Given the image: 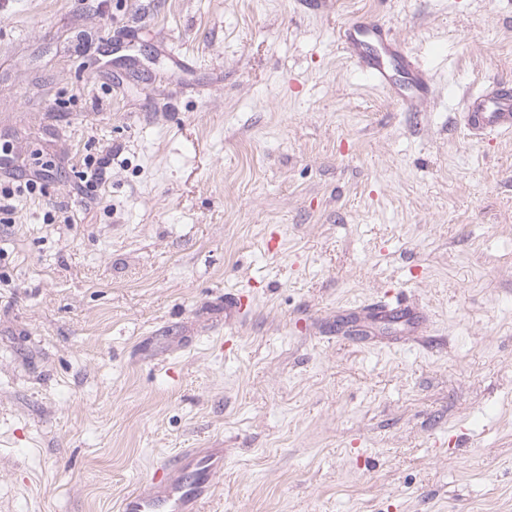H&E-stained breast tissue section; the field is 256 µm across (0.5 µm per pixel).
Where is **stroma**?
Returning a JSON list of instances; mask_svg holds the SVG:
<instances>
[{
    "label": "stroma",
    "mask_w": 512,
    "mask_h": 512,
    "mask_svg": "<svg viewBox=\"0 0 512 512\" xmlns=\"http://www.w3.org/2000/svg\"><path fill=\"white\" fill-rule=\"evenodd\" d=\"M360 15L422 111L338 48ZM498 80L512 0H0L4 173L42 174L0 210V512L215 446L205 512H512V132L460 118ZM387 292L446 347L337 334ZM340 47L352 63L379 88L389 92L404 112H419L429 94L428 74L413 62L403 44L383 23L361 15L339 31ZM397 73L404 80L397 78Z\"/></svg>",
    "instance_id": "35a3bbf8"
}]
</instances>
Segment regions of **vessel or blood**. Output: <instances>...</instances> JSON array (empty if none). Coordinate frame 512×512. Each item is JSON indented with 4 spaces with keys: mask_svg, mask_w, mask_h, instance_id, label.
Wrapping results in <instances>:
<instances>
[{
    "mask_svg": "<svg viewBox=\"0 0 512 512\" xmlns=\"http://www.w3.org/2000/svg\"><path fill=\"white\" fill-rule=\"evenodd\" d=\"M340 47L379 88L389 92L402 111L416 112L429 94V77L413 62L403 44L383 23L362 15L339 31ZM466 126L477 135L512 129V83L503 81L464 106ZM405 302L375 300L365 305L368 320L416 318ZM224 470L220 448H188L157 463L145 485L131 490L119 512H203L212 499L215 478Z\"/></svg>",
    "mask_w": 512,
    "mask_h": 512,
    "instance_id": "obj_1",
    "label": "vessel or blood"
}]
</instances>
